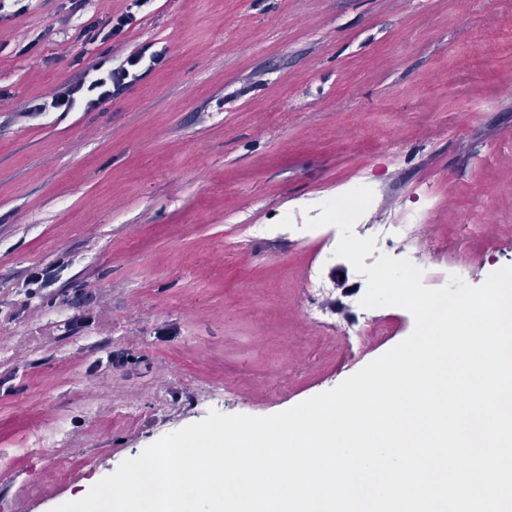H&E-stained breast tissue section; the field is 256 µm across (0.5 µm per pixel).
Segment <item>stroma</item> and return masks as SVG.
Listing matches in <instances>:
<instances>
[{
  "instance_id": "obj_1",
  "label": "stroma",
  "mask_w": 512,
  "mask_h": 512,
  "mask_svg": "<svg viewBox=\"0 0 512 512\" xmlns=\"http://www.w3.org/2000/svg\"><path fill=\"white\" fill-rule=\"evenodd\" d=\"M129 5L0 0V448L72 442L0 470V512H52L209 411L280 413L405 339L383 307L389 333L349 342L366 278L304 227L355 184L361 237L428 208L427 286L512 264V0H152L109 49L164 45L162 67L95 112L28 111L97 61L76 29Z\"/></svg>"
}]
</instances>
